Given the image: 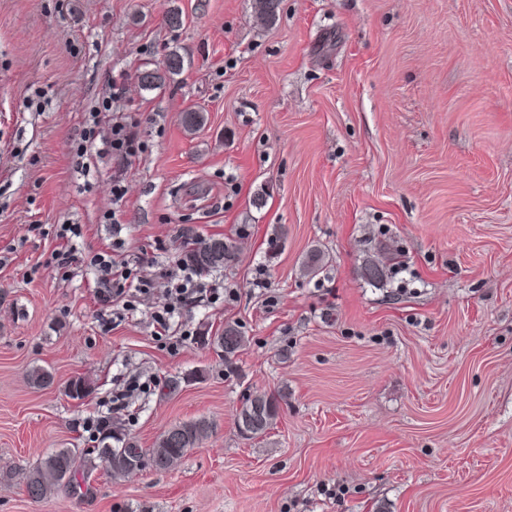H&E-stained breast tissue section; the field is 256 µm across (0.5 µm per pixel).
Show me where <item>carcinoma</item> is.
<instances>
[{
  "instance_id": "obj_1",
  "label": "carcinoma",
  "mask_w": 512,
  "mask_h": 512,
  "mask_svg": "<svg viewBox=\"0 0 512 512\" xmlns=\"http://www.w3.org/2000/svg\"><path fill=\"white\" fill-rule=\"evenodd\" d=\"M256 15L265 22L276 19L280 0H253ZM183 57L172 52L165 57L159 66L145 69L139 73V83L146 89L157 86L170 75H178L183 71ZM235 243L230 238L219 235L211 236L190 248L185 258L200 271L222 268L235 260ZM203 346L216 349L229 344V354L242 350L245 338L240 331L231 325L224 326V332L213 336L204 331L199 336ZM92 383L89 379L76 376L67 384L69 397L81 400L89 395ZM252 406L261 408L257 423L251 428L242 427V414H237V428L242 437L255 440L265 436L274 425L278 416L277 399L272 395L259 394L249 400ZM213 432V423L206 417L180 422L170 426L157 437L153 446L143 448L136 441L120 436L112 421L105 419L99 422L97 446L81 453L71 448H58L40 458L26 472L23 488L29 499L43 500L51 495L64 494L66 491L76 492L81 489V482L76 474L89 473L97 467L111 477L125 478L130 474L129 459L141 453L153 457L161 463L160 470L167 471L169 466L183 459L189 451L198 447Z\"/></svg>"
}]
</instances>
